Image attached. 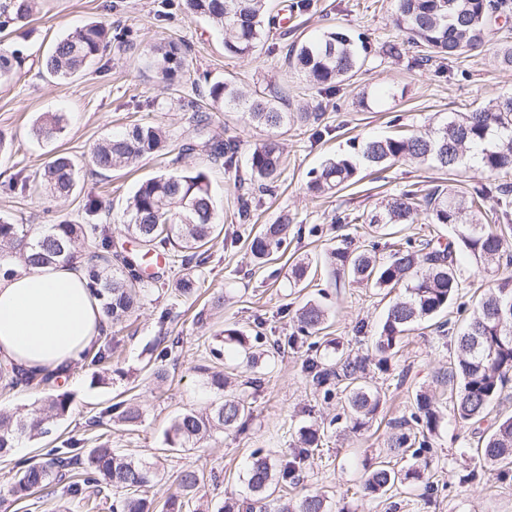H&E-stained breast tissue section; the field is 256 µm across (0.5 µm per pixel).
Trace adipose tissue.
I'll use <instances>...</instances> for the list:
<instances>
[{"mask_svg": "<svg viewBox=\"0 0 512 512\" xmlns=\"http://www.w3.org/2000/svg\"><path fill=\"white\" fill-rule=\"evenodd\" d=\"M104 327L83 271L57 264L0 273V363L34 371L68 365Z\"/></svg>", "mask_w": 512, "mask_h": 512, "instance_id": "ef3b65f1", "label": "adipose tissue"}]
</instances>
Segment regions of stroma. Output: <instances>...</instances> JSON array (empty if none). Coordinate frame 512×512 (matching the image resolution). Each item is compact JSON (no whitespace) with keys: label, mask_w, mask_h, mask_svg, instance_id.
Here are the masks:
<instances>
[{"label":"stroma","mask_w":512,"mask_h":512,"mask_svg":"<svg viewBox=\"0 0 512 512\" xmlns=\"http://www.w3.org/2000/svg\"><path fill=\"white\" fill-rule=\"evenodd\" d=\"M394 0H310L308 9L294 12L289 21L277 22L266 42L254 54L234 55L224 50V34L189 12L184 0H41L39 12L25 25L0 34V48L20 49L26 57L21 74L0 84V219L40 228L62 221L108 225L115 242H125L126 206L139 185L176 169L200 171L208 177L224 230L207 253L200 278L198 300L176 297L173 281L185 273L180 264H168L164 278L151 286L140 307L123 326L111 330L115 353L106 382L93 378L85 366L71 375L63 389L72 396V411L60 422L61 437L80 434L89 418L111 403L127 400L140 406L142 422L129 431L108 427L104 440L114 451L153 463L160 479L146 496L162 505L175 492L179 469L203 472L205 482L183 512H195L198 501L217 506L248 494L243 474L253 451L287 459L299 427L324 425L325 434L303 470L306 491L324 494L330 512H512V475H489L473 458L474 428L447 415L430 445L419 456L390 450V424L411 418L418 395H428L440 409L448 407V370L457 358L451 335L427 321L402 337L386 369H371L367 382L380 395L373 419L353 429L346 417L344 392L324 400L310 382L303 363L307 345L287 346L295 331L296 311L307 301L320 302L328 311L329 337L340 352L373 355L379 324L392 297L386 291L336 277L322 260L324 253L349 239L351 248L376 247L389 257L394 244L445 241L452 235L447 224L430 223L426 215L403 225L400 232L384 235L354 218L384 202L400 190L428 191L436 186L473 185L486 181V173L466 165L453 172L423 162L401 161L367 176L340 191L311 192L309 174L328 158L349 152L352 138L393 134L394 124L423 131L451 112H469L503 93L512 92V70L501 69L494 47L512 40V30L500 29L491 46L472 56L434 62L421 68L414 53L392 58L382 51L394 39L391 23ZM94 21L111 23L114 40L95 65L66 82L50 78L42 62L61 37ZM341 24L363 34L373 55L368 64L339 93L319 92L286 63L287 44ZM181 45L188 76L168 85L156 71L145 67L142 50L153 43ZM232 79L250 89L275 85L288 88V109L318 111L315 123L291 122L270 129L249 121L240 112H212L214 138L239 142V161L249 148L273 139L286 158L274 192L258 193L259 203L250 222L238 216L240 190L222 165L212 161L185 112L195 98L192 79ZM64 113V132L50 140L34 136V122L43 114ZM152 121L168 134L161 153L145 157L129 168L103 172L91 159L93 147L130 124ZM196 148L182 153L183 144ZM70 154L77 166L76 185L66 198L47 197L40 187L44 166L56 152ZM29 181L25 193L5 191L16 174ZM103 200L98 213L87 212V198ZM289 214L294 229L279 258L256 264L247 247L252 226L273 223ZM311 262L307 280L288 285L296 262ZM457 275L461 289L455 307L445 316L467 317L477 300L495 287L498 275L478 272L467 256H459ZM236 328L256 340L254 364L243 362L237 349L221 345L225 329ZM178 340L181 355L168 359V378L156 383L147 366L150 349L160 339ZM285 342L284 352L270 351L273 341ZM222 347L221 367L232 377V393L244 396L252 414L244 430H228L201 440L196 448L179 453L162 451V437L175 416L183 411L207 409L221 398L205 388L197 365L206 363L209 350ZM429 466L422 480L395 485L386 495L363 489L364 474L377 463L391 462L396 469H414L419 459Z\"/></svg>","instance_id":"35a3bbf8"}]
</instances>
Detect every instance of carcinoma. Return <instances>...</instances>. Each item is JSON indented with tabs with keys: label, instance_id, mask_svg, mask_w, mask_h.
<instances>
[{
	"label": "carcinoma",
	"instance_id": "cac0c4a2",
	"mask_svg": "<svg viewBox=\"0 0 512 512\" xmlns=\"http://www.w3.org/2000/svg\"><path fill=\"white\" fill-rule=\"evenodd\" d=\"M271 0H185L186 8L205 18L224 32V51L250 55L263 45L266 27L276 22ZM393 27L402 37L387 42L385 53L399 58L410 48H422L420 62L458 59L489 43L492 19L509 10L508 0H396ZM39 0H8L0 4V29L26 23L37 10ZM112 42V25L95 22L76 29L60 39L45 58L46 72L58 81L77 76L93 63ZM372 53L370 42L343 27H331L318 35L295 43L288 60L313 85L326 94L340 91L367 65ZM149 67L167 82L181 77L185 57L174 42L153 46L146 54ZM24 64L19 49L0 50V83L13 80ZM288 87L249 93L231 80L209 85L206 98L218 112H243L251 121L280 127L293 119L302 122L318 118L315 112L297 116L281 109ZM64 116L53 113L42 118L33 129L36 136L50 139L63 133ZM166 131L151 122L134 123L118 135L104 139L93 150L92 162L102 171L124 168L140 158L165 147ZM210 155L223 160L224 170L237 168L239 145L233 140L203 141ZM405 160L429 162L454 171L475 160L491 181L470 190L436 187L424 196L412 189L391 195L379 207L354 217L356 221L384 229L395 224H412L418 208L425 206L433 224L455 228L456 242L434 247L431 242L416 249L398 248L383 261L375 250H351L338 246L325 254L324 262L337 275L373 288L403 289L389 305L375 338L374 361L378 369L387 368L402 335L420 323L434 318L452 303L460 288L455 269L457 252L467 254L480 269L500 259L512 264V253L504 234L491 229L484 203L509 194L512 184V93L498 97L492 104L471 112H452L448 118L426 132L373 137L354 141L351 151L327 159L311 172L308 188L315 193L342 190L355 183L363 168L379 170L383 165ZM283 171V152L273 141L255 144L247 159V181L265 190ZM75 163L61 153L47 163L42 182L51 194L69 195L75 185ZM126 213L128 235L139 244L129 251L117 248L106 224H71L67 221L35 230L27 224L0 220V269L13 258L26 265L54 263L76 264L85 269L88 287L101 302L105 318L118 324L140 303L142 292L154 280L142 273L147 255L159 248L180 254V265L187 268L205 263V246L213 239L219 222L206 175L200 171L180 170L152 178L140 185L130 199ZM292 231L290 217L282 214L264 225L249 241L251 255L260 264L272 260ZM200 288L199 280L187 274L176 281L175 291L189 299ZM328 312L315 301H308L296 312L298 330L318 335L326 329ZM224 342L236 346L247 362H253L249 337L239 330H224ZM457 361L448 382L454 418L465 424H479L490 408L500 400L512 383V276H506L485 293L464 329L455 336ZM81 361L104 373L112 362V342L99 340L82 354ZM305 371L312 383L322 389L327 400L335 390L347 392V411L353 428L368 423L378 407L377 396L365 381L366 363L362 359L340 356L323 363L305 360ZM206 384L219 391L227 384L224 373L207 366L198 367ZM24 386L43 394L39 406L26 414L0 415V458L11 457L15 441L23 436L48 437L69 413L72 398L57 392L53 375L34 373L16 365L0 364V388ZM422 436L400 431L390 447L408 450L423 448L427 436L435 434L443 417L430 399L417 398ZM250 415V406L240 396L226 395L205 411L178 414L164 433L169 448H193L204 437L217 431L241 429ZM140 408L120 401L104 407L92 418L94 429L105 422L135 427L141 422ZM478 456L490 473L497 476L512 471V416L497 422L495 429L479 438ZM88 438L70 436L45 449L41 457L15 463V479L9 493L17 500L39 493L43 498H69L82 507L95 509L97 500L113 493L112 512H155V506L136 493L159 479L158 468L150 463L116 453L107 444L86 449ZM321 445V430L314 425L299 429L295 448L287 461L278 464L255 451L247 464L245 481L252 499L240 503L224 502L216 512H254L256 505L270 497L269 491L298 484L302 465ZM419 479V471L401 473L383 463L364 477V489L371 495H383L395 484ZM203 475L192 469L181 470L176 491L163 504L164 512H182V500L193 498ZM286 512H329L326 496L306 492L299 495Z\"/></svg>",
	"mask_w": 512,
	"mask_h": 512
}]
</instances>
